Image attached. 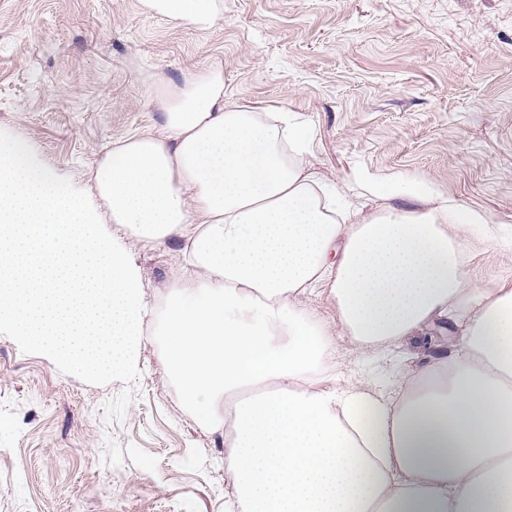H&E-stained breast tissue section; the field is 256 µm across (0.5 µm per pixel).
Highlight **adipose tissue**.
<instances>
[{"label":"adipose tissue","instance_id":"adipose-tissue-1","mask_svg":"<svg viewBox=\"0 0 512 512\" xmlns=\"http://www.w3.org/2000/svg\"><path fill=\"white\" fill-rule=\"evenodd\" d=\"M207 24L215 0H141ZM157 133L106 148L90 189L0 128V331L89 375L134 376L158 321L188 409L224 431L226 512H512V282L475 288L480 213L402 177L361 204L313 171L297 115L224 102L219 68L156 80ZM124 228L116 236L110 225ZM184 237L191 273L149 306L126 241ZM326 290L328 323L310 304ZM448 356L386 394L328 374L440 324Z\"/></svg>","mask_w":512,"mask_h":512}]
</instances>
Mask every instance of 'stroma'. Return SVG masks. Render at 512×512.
<instances>
[{
    "label": "stroma",
    "instance_id": "1",
    "mask_svg": "<svg viewBox=\"0 0 512 512\" xmlns=\"http://www.w3.org/2000/svg\"><path fill=\"white\" fill-rule=\"evenodd\" d=\"M174 25L140 0H0V127L88 186L104 149L157 129L143 75L212 66L224 99L276 104L311 132L310 161L347 186L409 175L499 225L473 245L480 288L512 280V0H218ZM148 302L185 270L180 240H128ZM452 338L429 333L343 372L380 384ZM224 433L188 411L144 324L139 370L96 379L0 332V512H225Z\"/></svg>",
    "mask_w": 512,
    "mask_h": 512
}]
</instances>
